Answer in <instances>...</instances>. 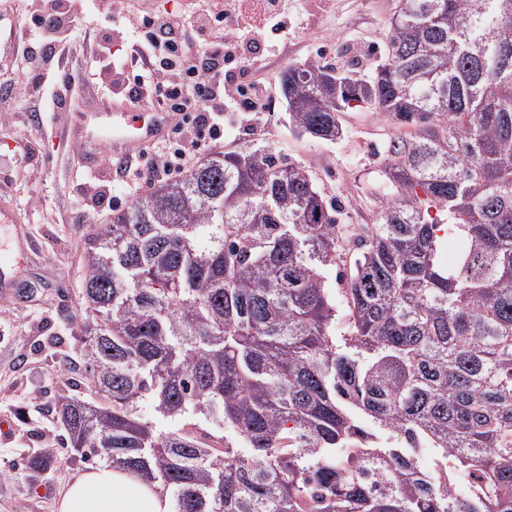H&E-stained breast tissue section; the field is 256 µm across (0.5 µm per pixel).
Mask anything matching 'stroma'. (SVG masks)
Segmentation results:
<instances>
[{
    "label": "stroma",
    "mask_w": 512,
    "mask_h": 512,
    "mask_svg": "<svg viewBox=\"0 0 512 512\" xmlns=\"http://www.w3.org/2000/svg\"><path fill=\"white\" fill-rule=\"evenodd\" d=\"M400 0H288V44L268 61L278 82L288 65L318 61L368 78L382 63L388 21ZM40 144L29 159L18 151V128L0 116V195L17 209L31 241L21 259L16 298L0 295V512H58L68 484L88 463L69 457L58 403L94 401L81 338L84 239L76 197L78 145L64 138L63 113H24ZM343 136L330 142L294 132L283 95L261 121L224 129L223 148L271 149L306 165L327 200L338 203L339 250L353 262L364 228L379 223L393 199L385 159L398 128L367 106L341 114Z\"/></svg>",
    "instance_id": "stroma-1"
}]
</instances>
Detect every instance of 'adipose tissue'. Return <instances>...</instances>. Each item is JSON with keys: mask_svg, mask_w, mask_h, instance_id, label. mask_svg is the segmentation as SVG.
<instances>
[{"mask_svg": "<svg viewBox=\"0 0 512 512\" xmlns=\"http://www.w3.org/2000/svg\"><path fill=\"white\" fill-rule=\"evenodd\" d=\"M59 512H170L167 496L140 476L101 466L70 483Z\"/></svg>", "mask_w": 512, "mask_h": 512, "instance_id": "ef3b65f1", "label": "adipose tissue"}]
</instances>
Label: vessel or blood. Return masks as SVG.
<instances>
[{"label": "vessel or blood", "mask_w": 512, "mask_h": 512, "mask_svg": "<svg viewBox=\"0 0 512 512\" xmlns=\"http://www.w3.org/2000/svg\"><path fill=\"white\" fill-rule=\"evenodd\" d=\"M171 126L169 112L124 101L108 100L86 93L65 128L66 139L79 145L82 163L97 169L103 163L100 148L109 146L112 156L124 157L166 137ZM17 213L0 206V286L11 287L15 264L26 254Z\"/></svg>", "instance_id": "b4317fda"}]
</instances>
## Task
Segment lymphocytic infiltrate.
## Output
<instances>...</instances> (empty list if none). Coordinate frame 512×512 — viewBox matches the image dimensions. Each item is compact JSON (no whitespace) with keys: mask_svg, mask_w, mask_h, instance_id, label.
Segmentation results:
<instances>
[{"mask_svg":"<svg viewBox=\"0 0 512 512\" xmlns=\"http://www.w3.org/2000/svg\"><path fill=\"white\" fill-rule=\"evenodd\" d=\"M127 9L124 0H102L85 16L92 51L77 80L61 73L76 19L72 0H38L35 9L20 13V33L36 30L46 40L17 49L28 79L0 98V112H26L34 102L55 111L67 94L89 89L171 112L177 146L164 139L112 162L123 176L122 192L133 199L153 181L185 174L205 147L223 139L226 113L269 111L272 86L262 71L286 44L265 35L287 33L288 7L286 0H197L186 14L147 13L131 19L138 36L116 58L99 38V18L120 17Z\"/></svg>","mask_w":512,"mask_h":512,"instance_id":"lymphocytic-infiltrate-1","label":"lymphocytic infiltrate"}]
</instances>
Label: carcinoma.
I'll list each match as a JSON object with an SVG mask.
<instances>
[{
  "mask_svg": "<svg viewBox=\"0 0 512 512\" xmlns=\"http://www.w3.org/2000/svg\"><path fill=\"white\" fill-rule=\"evenodd\" d=\"M405 2L370 80L319 62L279 80L300 135L340 138L353 102L408 129L343 276L349 334L310 171L213 152L87 235L84 365L108 404L60 403L68 452L171 512H512V0ZM443 234L461 243L446 264ZM456 472L478 490L454 495ZM340 270L342 266H330L325 270L326 285L331 288L333 302L336 305V336L347 335L348 307L344 292L346 283L340 282Z\"/></svg>",
  "mask_w": 512,
  "mask_h": 512,
  "instance_id": "carcinoma-1",
  "label": "carcinoma"
}]
</instances>
